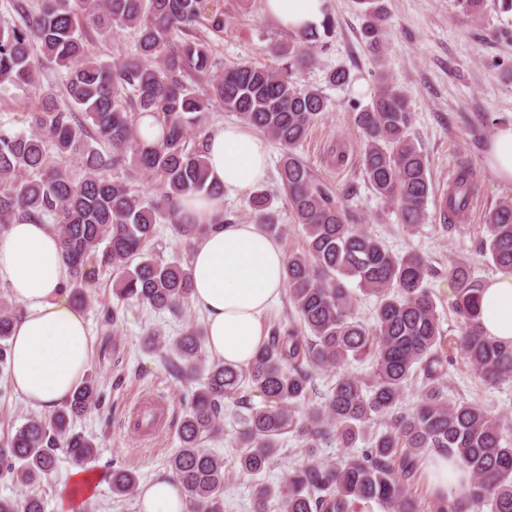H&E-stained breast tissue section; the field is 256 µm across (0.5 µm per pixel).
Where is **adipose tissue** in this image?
Listing matches in <instances>:
<instances>
[{
    "mask_svg": "<svg viewBox=\"0 0 512 512\" xmlns=\"http://www.w3.org/2000/svg\"><path fill=\"white\" fill-rule=\"evenodd\" d=\"M327 0H263L266 16L299 33L321 27ZM212 176L225 188L247 191L268 175L264 139L234 124L208 134L204 145ZM496 177L512 183V121L499 125L486 148ZM287 257L277 240L253 222L211 227L191 258L193 303L206 315L212 356L243 365L262 341L261 318L285 286ZM68 268L60 238L48 224H13L0 236V280L25 313L9 342L14 390L44 412L70 395L88 370L90 332L66 289ZM482 327L512 341V274L490 280L481 298ZM137 512H187L182 489L161 477L142 487Z\"/></svg>",
    "mask_w": 512,
    "mask_h": 512,
    "instance_id": "obj_1",
    "label": "adipose tissue"
}]
</instances>
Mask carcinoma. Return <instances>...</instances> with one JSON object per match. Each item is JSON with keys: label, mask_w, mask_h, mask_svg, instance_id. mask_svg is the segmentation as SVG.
Instances as JSON below:
<instances>
[{"label": "carcinoma", "mask_w": 512, "mask_h": 512, "mask_svg": "<svg viewBox=\"0 0 512 512\" xmlns=\"http://www.w3.org/2000/svg\"><path fill=\"white\" fill-rule=\"evenodd\" d=\"M205 2L42 0L34 12L29 0H11L22 25L0 27V91L21 88L38 107L30 113L35 133L0 129V234L17 221L51 220L74 302L86 303L97 271L110 268L119 301L180 314L191 298L190 265L156 258L150 243L163 222L174 225L190 249L206 233L204 224L182 223L175 201L188 193L224 197V187L210 178L203 143L213 105L236 114L283 149L281 188L304 236L302 249L288 255L285 267L297 320L273 326L248 365L213 362L189 397L180 448L167 462L187 512H224L226 461L202 443L219 430L225 403L242 404L249 391L262 393L274 407L252 408L244 418L235 444L243 449L236 459L240 473L258 475L279 464L288 433L310 457L330 439L333 426L341 447L354 449L339 464L310 460L293 467L277 488L255 486L253 512H353L371 500L390 512H423L402 483L415 478L430 452L455 459L469 472L470 483L446 499L432 497L429 512H474L483 506L512 512V442L503 438L502 418L467 400L448 402L445 383L455 352L486 385L512 380V343L487 336L480 322L486 282L469 259L448 265L459 326L455 335L444 337L427 288L438 269L416 253L389 252L362 226L363 215L295 152L327 108L322 92L301 86L296 75L314 62L322 39L336 31L335 19L328 15L323 31L312 29L276 48L287 59L279 72L250 61L220 70L209 41L176 40L201 23L224 31V13H205ZM365 3L362 37L379 56L385 10L382 0ZM91 29L103 36L115 29L135 31L136 52L110 63L94 57ZM50 66L64 73L66 108L41 84L40 72ZM144 114L160 125L155 140L138 133ZM413 118L409 101L386 82L354 117L364 137L360 159L368 184L411 228L426 220L432 194L429 158L408 136ZM74 157L83 167L78 179L66 165ZM138 176L158 179L157 187L145 194L132 185ZM475 189L473 168L460 165L448 187L444 231L455 228L453 220L467 210ZM272 204L262 187L249 196L253 220L269 231L276 228ZM485 229L477 253L496 271L512 273V200L488 211ZM346 279L376 298L371 323L356 318ZM21 316L18 306L0 300L1 363ZM204 339L201 327L188 324L171 340L150 329L144 345L190 378L197 373ZM352 361L370 363L369 378L346 370ZM325 368L336 370L335 380L309 406L314 375ZM416 380L420 397L407 408L401 398ZM99 401L88 376L52 414L27 419L0 442V471L33 486L55 469V449H66L77 461L91 457L95 444L72 432L71 424ZM376 421L381 429L366 448L356 450L359 437ZM110 484L112 494L128 496L139 476L114 469ZM0 512H45V504L35 494L0 498Z\"/></svg>", "instance_id": "1"}]
</instances>
